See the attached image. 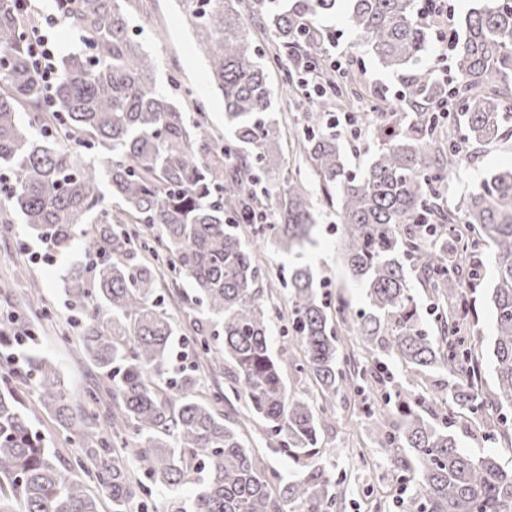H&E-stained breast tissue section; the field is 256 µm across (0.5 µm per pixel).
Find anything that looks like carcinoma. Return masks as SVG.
I'll return each instance as SVG.
<instances>
[{"label":"carcinoma","mask_w":512,"mask_h":512,"mask_svg":"<svg viewBox=\"0 0 512 512\" xmlns=\"http://www.w3.org/2000/svg\"><path fill=\"white\" fill-rule=\"evenodd\" d=\"M0 0V183L25 226L47 251L82 255L64 281L80 321L79 346L102 379L86 396L106 405L107 430L91 431L90 414L73 403L54 361L25 356V366L0 375V512H100L89 484L105 491L112 512H145L157 491L168 512H334L338 494L316 460L325 408L338 394H359L369 380L391 379L378 344L385 321L397 323L389 355L403 365L443 368L448 386L443 421L425 416L427 402L405 385L395 390L392 421L372 430L373 443L395 458L415 491L399 512H512V470L492 455L462 452L448 421L467 411L493 436L509 430L512 408V165L495 171L452 208L440 188L472 145L512 136V0H484L451 42L452 78L417 66L427 35L415 21L417 0H180L209 61L206 79L224 100L228 142L202 135L185 109L156 85L157 63L128 32L122 0H58L78 40L58 61L50 99L32 70L27 47L34 20ZM344 12L372 56L406 71L403 111L381 113L383 143L360 172L348 168L333 125L307 117L302 157L326 194L338 193L340 240L348 274L365 291L369 310L356 316L343 298L331 306L324 281L308 264L288 277V311L259 284L279 278L244 237L301 255L316 212L306 183L288 178L277 222L256 224L267 210L262 177L281 155V132L269 118L273 91L249 22L268 27L271 59L309 50L322 69L324 36L317 15ZM252 20H247V17ZM448 102V111L438 105ZM31 114L33 137L17 121ZM112 157L96 162L81 149ZM110 189L113 205L105 202ZM85 224L93 225L88 233ZM143 244L149 259H137ZM494 246L491 301L496 326L495 388L482 387V349L466 335L474 316L468 288L481 285L482 266L467 255ZM431 288L444 313L437 334L421 322L406 267ZM193 289L199 317L183 337L194 361L175 365L177 329L159 298L165 272ZM288 317L302 359L276 353L270 325ZM221 344L213 347L210 339ZM230 363L231 389L277 450L301 467L290 482L266 474L244 428L224 414V391L201 394L199 367ZM312 380L314 402L288 393L283 371ZM31 388L83 456L73 461L48 448L33 428L19 386ZM200 486L191 501L178 491Z\"/></svg>","instance_id":"obj_1"}]
</instances>
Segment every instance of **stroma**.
<instances>
[{
	"instance_id": "1",
	"label": "stroma",
	"mask_w": 512,
	"mask_h": 512,
	"mask_svg": "<svg viewBox=\"0 0 512 512\" xmlns=\"http://www.w3.org/2000/svg\"><path fill=\"white\" fill-rule=\"evenodd\" d=\"M126 8L131 32L138 35L144 49L158 60V88L180 104L191 99L204 103L206 131L223 134L224 102L205 79L207 59L197 47L194 30L179 0H146L142 7L136 0H128ZM313 26L324 35L325 51L346 60L357 76L351 111L362 113L370 111L377 103L387 108L397 102L403 87V74L383 69L366 53L342 18L335 15L319 17ZM272 117L281 129L283 147V161L268 184V206L273 209L288 184L289 173L300 172L308 183L313 177L304 169L294 143L302 119L301 111L279 97L275 100ZM511 161L512 138L473 148L471 157L441 188L442 205H454L477 189L491 172ZM313 201L319 226L315 243L305 250L304 257L324 280L330 296L344 295L350 301L351 312L366 309L367 299L363 291L352 285L343 264L336 234V207L318 189L313 192ZM44 251V245L26 230L17 209L0 197V283L11 288L10 294L0 295V323L8 324L18 316L28 319L33 338L24 345V352L36 351L52 359L60 369L68 394L79 403L87 391L100 384L101 379L93 365L79 352V330L71 322L62 292L64 274L71 260L61 256L54 265H46L40 259ZM492 253V247L486 246L479 254L485 277L481 287L473 293L476 315L471 325L472 336L487 351L491 350L495 335V314L488 297L493 281ZM31 296L37 299L40 314L27 311L26 302ZM25 404L35 430L48 447L68 457L78 454L77 444L67 440L53 417L36 402L33 392H26ZM381 404L379 394L368 390L354 398L337 397L328 410V424L319 443V459L339 483L338 512H369L371 503L388 502L407 496L411 491L409 485L400 482L389 449L377 447L367 437L369 429L378 422L377 412ZM224 407L249 420V445L256 449L265 470L275 471L287 480L298 474L299 468L293 461L270 449L245 400L233 396ZM451 431L464 452L491 454L502 466L512 468V443L503 438L492 443L486 441L482 424L469 413H459L452 422Z\"/></svg>"
}]
</instances>
